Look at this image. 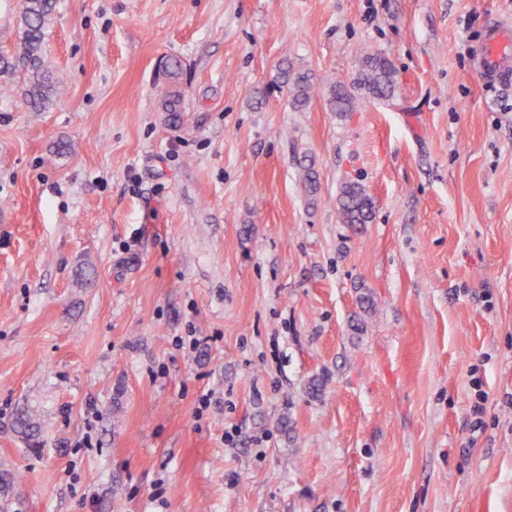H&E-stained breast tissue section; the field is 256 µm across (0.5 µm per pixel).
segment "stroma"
<instances>
[{
    "instance_id": "35a3bbf8",
    "label": "stroma",
    "mask_w": 512,
    "mask_h": 512,
    "mask_svg": "<svg viewBox=\"0 0 512 512\" xmlns=\"http://www.w3.org/2000/svg\"><path fill=\"white\" fill-rule=\"evenodd\" d=\"M495 19L512 0H56L64 95L0 93V502L512 512V86L477 71ZM362 45L396 93L336 115ZM285 67L320 90L304 108ZM347 181L371 223L338 222Z\"/></svg>"
}]
</instances>
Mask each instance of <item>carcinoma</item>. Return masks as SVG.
<instances>
[{"label":"carcinoma","mask_w":512,"mask_h":512,"mask_svg":"<svg viewBox=\"0 0 512 512\" xmlns=\"http://www.w3.org/2000/svg\"><path fill=\"white\" fill-rule=\"evenodd\" d=\"M55 0H21L20 24L12 50L0 51V88L12 90L20 85L26 105L33 112L48 109L63 94L59 81L47 66L42 54L46 30L52 23ZM284 86L291 101L306 106L315 95L311 76H295L283 69ZM395 71L387 59L378 53H365L360 59L357 77L349 84H334L329 90V105L334 112H351L364 97L390 99L395 93ZM164 112L181 111V95L168 88L161 95ZM336 210L343 224H368L374 212L373 201L364 187L349 182L341 187L336 198Z\"/></svg>","instance_id":"1"}]
</instances>
